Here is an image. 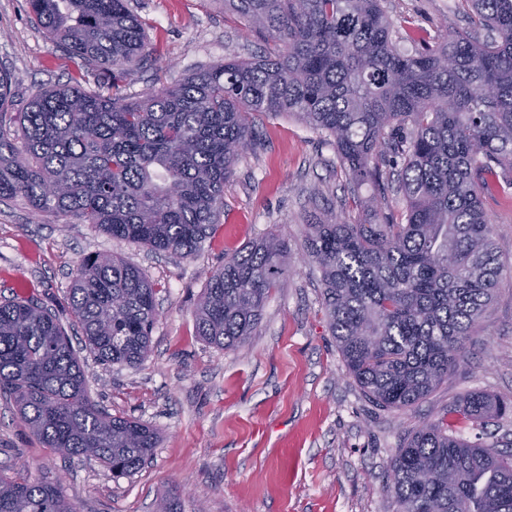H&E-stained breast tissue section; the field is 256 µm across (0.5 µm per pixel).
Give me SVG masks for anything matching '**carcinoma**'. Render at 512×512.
Listing matches in <instances>:
<instances>
[{"mask_svg":"<svg viewBox=\"0 0 512 512\" xmlns=\"http://www.w3.org/2000/svg\"><path fill=\"white\" fill-rule=\"evenodd\" d=\"M277 56L229 59L143 99L57 85L6 112L0 68V200L74 216L114 237L191 256L224 210V181L260 132L252 113H287L332 138L355 186L397 176L401 217L308 224L322 305L349 374L383 409L431 395L462 361L466 340L506 271L476 178L512 169V0H471L488 35L444 34L402 51L383 0H221ZM43 32L74 57L114 69L146 54L129 0H27ZM56 186L55 194L48 188ZM288 240L250 242L207 277L196 334L220 349L253 335L278 286ZM156 290L136 266L85 257L66 304L102 364L150 353ZM0 391L45 447L95 459L115 478L151 457L158 434L91 400L56 312L33 299L0 302ZM454 411L474 424L512 401L470 392ZM393 512H512V451L424 423L390 462ZM0 512H76L55 481L0 476Z\"/></svg>","mask_w":512,"mask_h":512,"instance_id":"carcinoma-1","label":"carcinoma"}]
</instances>
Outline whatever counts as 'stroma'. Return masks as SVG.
<instances>
[{"label": "stroma", "instance_id": "1", "mask_svg": "<svg viewBox=\"0 0 512 512\" xmlns=\"http://www.w3.org/2000/svg\"><path fill=\"white\" fill-rule=\"evenodd\" d=\"M145 24L149 57L128 68L131 98L173 87L229 58L276 55L278 42L249 31L214 0H129ZM398 33L435 42L445 31L484 37L469 0H386ZM13 76L10 109L55 84L85 89L112 81L68 59L30 18L26 0H0V68ZM262 144L242 156L224 184V211L194 255L159 254L69 216L0 201V300L62 301L79 262L107 254L142 269L156 288L151 352L135 367L80 358L91 398L114 415L154 427L160 441L134 475L113 478L97 461L45 448L0 395V474L60 480L77 512H389L385 481L409 431L447 424L472 443L512 450V414L479 427L453 412L471 391L512 400V282L503 281L480 318L460 366L426 399L404 410L374 406L350 376L322 307L320 272L305 255V219L374 206L370 186L352 188L329 137L288 115L254 114ZM360 206H352L351 196ZM497 250L512 263V188L482 192ZM287 238L290 253L254 333L221 350L196 334L207 275L246 243Z\"/></svg>", "mask_w": 512, "mask_h": 512}]
</instances>
